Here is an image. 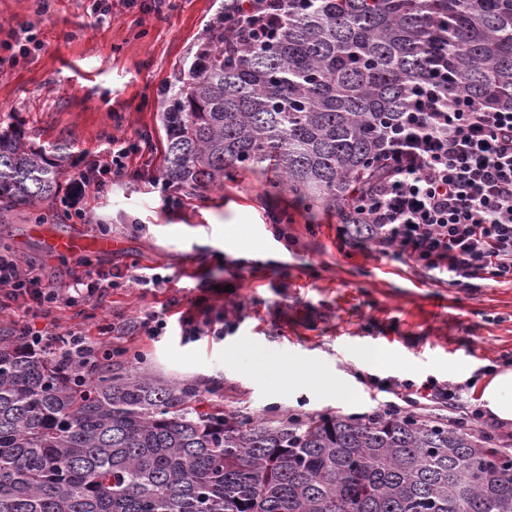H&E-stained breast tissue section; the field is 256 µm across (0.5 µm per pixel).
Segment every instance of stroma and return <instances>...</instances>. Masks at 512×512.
<instances>
[{"label": "stroma", "mask_w": 512, "mask_h": 512, "mask_svg": "<svg viewBox=\"0 0 512 512\" xmlns=\"http://www.w3.org/2000/svg\"><path fill=\"white\" fill-rule=\"evenodd\" d=\"M224 0H171L162 19L112 0L96 22L84 0H0V39L33 26L42 51L0 73V129L15 127L39 144L66 142L74 170L115 135L146 133L152 148L143 178L89 190L84 204L109 225L112 247L97 246L93 224H78L62 204L47 206L48 228L82 237L85 249L47 255L23 214L0 223V248L58 288L83 272L132 263L156 269L157 288L126 285L99 302L61 307V329L145 357L164 380L219 387L224 408L266 421L325 412L360 415L397 401L400 385L454 384L479 402L486 379L512 368V283L476 280L451 287L369 241L337 238L338 215L309 212L290 194L269 193L266 177L244 172L223 189H182L163 207L150 177L163 175V91L188 69ZM168 316L164 336L134 328L100 335V326L152 313ZM232 326H225V314ZM211 321L215 332L187 336L183 318ZM315 366L321 386H289V367Z\"/></svg>", "instance_id": "1"}]
</instances>
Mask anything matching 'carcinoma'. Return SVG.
Wrapping results in <instances>:
<instances>
[{"mask_svg":"<svg viewBox=\"0 0 512 512\" xmlns=\"http://www.w3.org/2000/svg\"><path fill=\"white\" fill-rule=\"evenodd\" d=\"M226 32L162 112L177 189L263 171L343 210L431 63L454 92L512 101V0H298L267 42ZM70 158L0 131L3 215L61 198ZM127 355L50 359L0 329V512H512V455L470 428L385 409L262 421Z\"/></svg>","mask_w":512,"mask_h":512,"instance_id":"1","label":"carcinoma"}]
</instances>
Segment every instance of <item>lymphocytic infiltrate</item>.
<instances>
[{
    "label": "lymphocytic infiltrate",
    "mask_w": 512,
    "mask_h": 512,
    "mask_svg": "<svg viewBox=\"0 0 512 512\" xmlns=\"http://www.w3.org/2000/svg\"><path fill=\"white\" fill-rule=\"evenodd\" d=\"M292 9V0H239L234 34L244 43L264 41ZM149 149L145 134L110 139L102 159L73 175L65 207L80 223H94L82 204L87 190L138 178L134 161ZM374 166V184L353 190L350 202L379 253L405 258L452 286L474 279L512 283V103L449 93L447 71L432 64L410 86L400 119L386 127ZM127 282L156 287L161 278L99 268L65 288H49L13 255L0 252V311L18 310L15 331L50 358L87 345L81 332L59 331L53 309L102 300ZM402 400L447 410L454 426L479 424L512 435V428L487 419L456 387L434 386L422 398L406 394Z\"/></svg>",
    "instance_id": "obj_1"
}]
</instances>
